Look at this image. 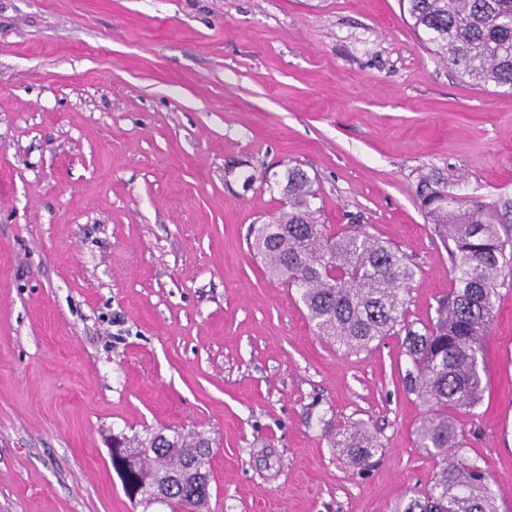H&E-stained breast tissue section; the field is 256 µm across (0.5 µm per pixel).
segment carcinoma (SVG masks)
I'll use <instances>...</instances> for the list:
<instances>
[{"instance_id": "cac0c4a2", "label": "carcinoma", "mask_w": 512, "mask_h": 512, "mask_svg": "<svg viewBox=\"0 0 512 512\" xmlns=\"http://www.w3.org/2000/svg\"><path fill=\"white\" fill-rule=\"evenodd\" d=\"M406 21L439 59L467 83L512 89V0H401ZM284 208L270 224L254 228L252 248L268 275L300 291L308 320L318 333L349 351L404 334L409 359L406 391L429 404L417 427L419 447L441 459L427 490L403 497L393 512H498L488 471L458 454L463 434L451 412H470L482 402L485 376L482 339L494 318L498 286L505 279L502 218L476 195L460 197L450 177H422L416 195L448 247L454 288L438 303L437 317L417 328L404 318V292L415 270L406 256L360 228L339 233L321 221L313 180L290 166L275 181ZM155 432L112 438V467L122 483L142 489L140 503L169 512H203L209 484L177 481L158 500L152 486L169 473L199 471L209 462L204 434L173 432L157 445ZM331 447L366 471L382 450L366 423L339 426ZM149 454L136 462L134 450Z\"/></svg>"}]
</instances>
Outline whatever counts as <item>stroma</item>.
<instances>
[{
  "label": "stroma",
  "instance_id": "1",
  "mask_svg": "<svg viewBox=\"0 0 512 512\" xmlns=\"http://www.w3.org/2000/svg\"><path fill=\"white\" fill-rule=\"evenodd\" d=\"M291 166L321 219L405 253V318L453 285L419 179L505 214L512 91L428 51L400 0H0V512H164L130 500L112 436L212 442L208 512H389L437 458L402 339L348 353L249 242ZM460 455L512 512V274ZM368 423L359 474L330 433Z\"/></svg>",
  "mask_w": 512,
  "mask_h": 512
}]
</instances>
